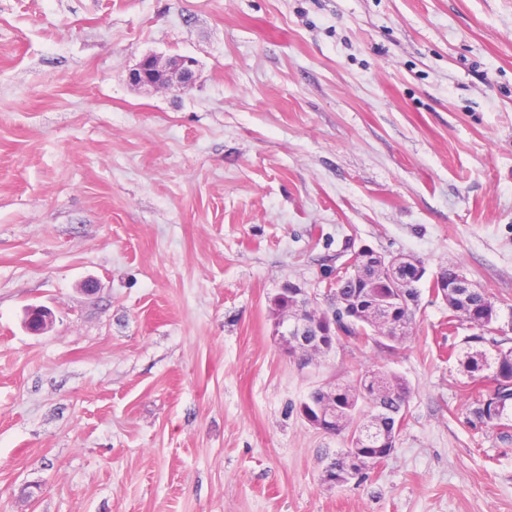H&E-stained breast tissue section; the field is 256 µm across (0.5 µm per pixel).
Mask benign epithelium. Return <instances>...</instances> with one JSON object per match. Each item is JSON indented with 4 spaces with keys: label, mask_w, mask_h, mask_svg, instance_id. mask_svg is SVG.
Returning a JSON list of instances; mask_svg holds the SVG:
<instances>
[{
    "label": "benign epithelium",
    "mask_w": 512,
    "mask_h": 512,
    "mask_svg": "<svg viewBox=\"0 0 512 512\" xmlns=\"http://www.w3.org/2000/svg\"><path fill=\"white\" fill-rule=\"evenodd\" d=\"M196 60L181 55L162 57L147 55L130 72V79L139 86L156 90L186 91L196 81ZM354 279L372 280L383 287L379 293H368L359 299L337 301L335 314L322 315L315 300L300 286L287 283L276 295L278 314L272 325V335L279 341L284 353L302 363H310L313 357L326 353V337L333 335L331 325L336 316L347 324L367 322L380 329L386 336H403L409 326L408 314L416 302L408 296L407 289L417 287L424 278L426 268L421 261L406 255L386 258L375 251L360 250L353 262ZM53 323L52 313L43 306L27 309L25 326L33 335L46 332ZM323 401L312 406L303 419L313 428L334 436L343 430L351 408L349 404L360 396L358 385L353 383L340 388L331 385L322 389ZM377 418L350 434L342 449L350 465L366 473L380 467L384 458L361 455L360 443L368 436L376 437L378 447L395 442L400 425H395L394 435L388 437L378 432Z\"/></svg>",
    "instance_id": "1"
}]
</instances>
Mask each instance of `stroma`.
I'll return each instance as SVG.
<instances>
[{
  "label": "stroma",
  "instance_id": "stroma-1",
  "mask_svg": "<svg viewBox=\"0 0 512 512\" xmlns=\"http://www.w3.org/2000/svg\"><path fill=\"white\" fill-rule=\"evenodd\" d=\"M149 53L193 88L134 86ZM366 247L460 267L512 330V0H0V512H512L427 280L401 343L272 336L280 288L332 312ZM365 370L404 425L325 482L344 441L300 404ZM53 323L52 313L43 306H31L27 309L25 326L33 335L46 332Z\"/></svg>",
  "mask_w": 512,
  "mask_h": 512
}]
</instances>
